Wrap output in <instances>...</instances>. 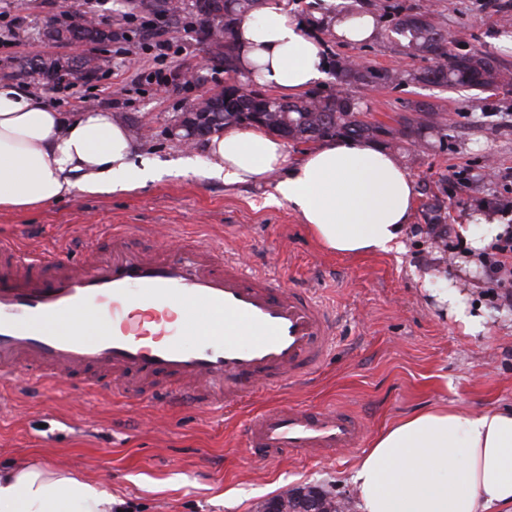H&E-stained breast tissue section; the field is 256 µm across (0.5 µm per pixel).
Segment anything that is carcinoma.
<instances>
[{"instance_id":"1","label":"carcinoma","mask_w":512,"mask_h":512,"mask_svg":"<svg viewBox=\"0 0 512 512\" xmlns=\"http://www.w3.org/2000/svg\"><path fill=\"white\" fill-rule=\"evenodd\" d=\"M148 12L159 17L174 18L184 12V0H142ZM265 0H216L214 14L201 22L200 31L209 51L224 59L225 73L231 78L224 84V105L214 95L196 100L183 113L182 136L198 139L224 132L242 125L254 112L261 113L257 125L267 131L298 143L315 142L339 136L359 137L393 146L421 137L423 131L443 134L448 122L429 103H416L414 112L423 113L415 121L405 118L399 127L360 118L361 99L352 89L392 87L410 82L438 87L462 88L473 92L472 100L493 90H512V71L485 53H451L448 51V33L438 26L426 9L398 11L393 14L384 36L395 39L402 53L413 57L435 56L445 63L420 72L361 67L353 60L338 57L334 61L336 89L327 95L311 96L299 101H283L252 89L258 82L259 68L246 75L238 69L235 29L244 18H255ZM46 36L56 42H82L99 46L112 40L106 28L65 24L47 31ZM110 64L108 58L84 54L69 56L33 57L16 64L17 75L34 80L68 77L76 84L95 76Z\"/></svg>"}]
</instances>
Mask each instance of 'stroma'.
<instances>
[{
	"mask_svg": "<svg viewBox=\"0 0 512 512\" xmlns=\"http://www.w3.org/2000/svg\"><path fill=\"white\" fill-rule=\"evenodd\" d=\"M373 0H288L305 35L319 39L326 62L313 88L324 94L336 85L332 63L348 57L371 68L422 70L428 58H409L380 32L352 44L327 34L326 16L350 9L372 13ZM389 10L428 7L464 50L490 53L512 67V35L500 21L512 17V0H384ZM72 0H0V23L21 20V38L0 51V83L14 82L12 65L40 51L46 25L64 18ZM166 28L181 47L180 59L197 82L170 80L165 92L132 84L139 64L102 51L110 66L90 84L25 85L46 104L72 115L76 98L91 108L127 114L141 143L139 157L163 170L160 181L120 195L80 192L31 213L0 212V239L27 253L58 247L69 256L86 246L105 248L114 226L138 232L137 247L149 245V230L165 226L176 238L239 252L251 267L279 274L283 289H316L336 311L335 347L312 381L255 395L221 410L183 405L161 410L151 402L83 392L57 384L51 397L0 379V467L38 463L89 479L111 492L129 512H258L289 487L313 486L339 498L354 495L357 451L331 458L290 453L262 463L239 434L252 413L271 406H337L365 424L366 439L394 418L439 402L473 410L512 406V311L494 308L485 297L483 270L465 274L454 253L420 233L432 198L443 202L455 227L473 223L476 213L494 211L498 198H512V94L485 100L476 115L466 97L424 84L359 90L369 119L396 125L410 116V104L438 106L450 120L445 138L430 137L425 148L392 147L414 179L416 203L401 251L384 256H340L321 249L300 216L273 198L279 173L267 183L224 184L204 179L203 143L186 147L172 133L178 117L198 98L224 86V63L213 58L198 34V22L183 15ZM456 281L480 304L485 321L476 335L457 326L434 297L445 281Z\"/></svg>",
	"mask_w": 512,
	"mask_h": 512,
	"instance_id": "stroma-1",
	"label": "stroma"
}]
</instances>
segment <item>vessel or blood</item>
I'll return each instance as SVG.
<instances>
[{"label":"vessel or blood","instance_id":"b4317fda","mask_svg":"<svg viewBox=\"0 0 512 512\" xmlns=\"http://www.w3.org/2000/svg\"><path fill=\"white\" fill-rule=\"evenodd\" d=\"M334 326L314 290L279 289L220 247L136 249L124 228L79 259L0 245V375L26 368L46 394L64 376L159 407L234 403L315 373ZM363 432L342 408H271L247 421L244 444L260 461L330 455Z\"/></svg>","mask_w":512,"mask_h":512}]
</instances>
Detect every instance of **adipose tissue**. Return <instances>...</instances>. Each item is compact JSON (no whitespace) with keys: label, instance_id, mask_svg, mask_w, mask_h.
Listing matches in <instances>:
<instances>
[{"label":"adipose tissue","instance_id":"adipose-tissue-1","mask_svg":"<svg viewBox=\"0 0 512 512\" xmlns=\"http://www.w3.org/2000/svg\"><path fill=\"white\" fill-rule=\"evenodd\" d=\"M238 67L292 97L323 77L320 45L303 34L287 0H266L261 20L237 29ZM131 130L102 109L64 117L21 88L0 86V212L28 213L72 191L122 194L160 179L136 163ZM208 180L285 176L274 193L322 249L387 254L406 236L415 183L389 152L355 138L328 139L288 161L283 141L255 128L212 137ZM359 512H512V407L474 411L436 404L391 422L358 457ZM112 495L39 466L0 469V512H112Z\"/></svg>","mask_w":512,"mask_h":512}]
</instances>
